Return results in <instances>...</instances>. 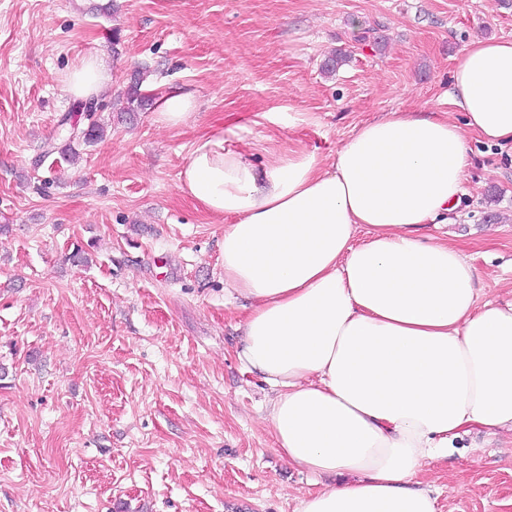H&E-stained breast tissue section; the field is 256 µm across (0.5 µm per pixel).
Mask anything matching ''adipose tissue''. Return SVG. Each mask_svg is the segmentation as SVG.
<instances>
[{
	"label": "adipose tissue",
	"instance_id": "1",
	"mask_svg": "<svg viewBox=\"0 0 512 512\" xmlns=\"http://www.w3.org/2000/svg\"><path fill=\"white\" fill-rule=\"evenodd\" d=\"M112 82L104 53L64 89L88 100ZM451 98L464 115L387 112L325 159L291 150L259 164L223 134L200 138L180 193L227 218L224 296L252 302L238 358L273 393L278 453L334 476L299 512H437L418 481L461 431H512V302L480 301L461 248L424 235L456 209L468 134L512 144V40L466 44ZM194 92L168 89L155 120L195 115Z\"/></svg>",
	"mask_w": 512,
	"mask_h": 512
}]
</instances>
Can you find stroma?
I'll return each mask as SVG.
<instances>
[{"label":"stroma","instance_id":"stroma-1","mask_svg":"<svg viewBox=\"0 0 512 512\" xmlns=\"http://www.w3.org/2000/svg\"><path fill=\"white\" fill-rule=\"evenodd\" d=\"M512 39L497 0H0V512H297L329 484L274 450L268 386L237 359L245 300L224 303V219L178 190L202 136L257 162L331 158L384 112L462 114L464 44ZM335 49L349 60L322 70ZM112 52L95 99L102 140L44 156L63 89ZM152 96L195 92L184 127L147 106L118 120L134 68ZM460 207L426 234L512 301V148L472 143ZM86 250L82 266L69 262ZM438 512H512V432L470 428L425 463Z\"/></svg>","mask_w":512,"mask_h":512}]
</instances>
